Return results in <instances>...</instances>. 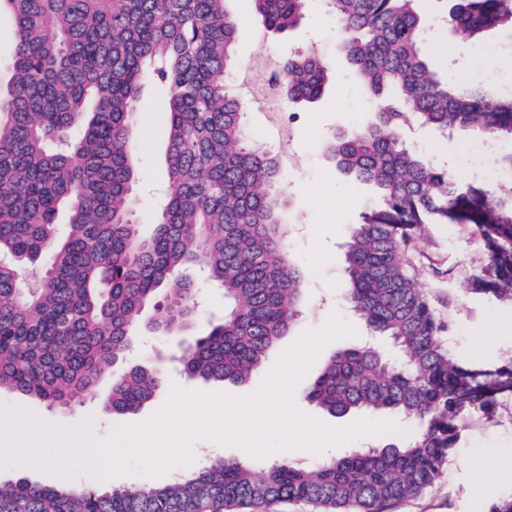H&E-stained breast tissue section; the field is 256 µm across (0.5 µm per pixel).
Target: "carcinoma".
<instances>
[{"instance_id": "cac0c4a2", "label": "carcinoma", "mask_w": 512, "mask_h": 512, "mask_svg": "<svg viewBox=\"0 0 512 512\" xmlns=\"http://www.w3.org/2000/svg\"><path fill=\"white\" fill-rule=\"evenodd\" d=\"M229 0H0L11 17V75L0 85V391L69 407L95 394L129 349L148 307L158 332L187 331L197 313L185 271L206 267L224 291V318L181 356L204 381L245 383L299 324L304 270L280 218V160L246 135L248 101L224 87L237 66ZM267 31L299 27L307 0H253ZM339 53L378 103L373 119L326 145L343 174L374 186L341 244L340 291L370 344L333 352L305 398L328 415L394 414L415 425L383 447L344 449L309 467L261 468L217 458L148 487L0 482V512H229L307 502L322 512H387L431 488L478 418L512 403V361L448 354L453 315L416 285L415 237L424 224H464L484 252L467 293L512 305V201L473 178L459 184L409 142L413 126L471 133L508 149L512 94L478 80L451 84L422 54L416 0H327ZM448 37L512 26V0H449ZM153 78L168 88L165 176L170 193L150 236L133 218L137 167L133 104ZM329 66L311 54L274 61L269 81L296 104L318 100ZM66 212V232L58 216ZM39 267L32 287L27 265ZM135 366L105 403L135 414L162 390Z\"/></svg>"}]
</instances>
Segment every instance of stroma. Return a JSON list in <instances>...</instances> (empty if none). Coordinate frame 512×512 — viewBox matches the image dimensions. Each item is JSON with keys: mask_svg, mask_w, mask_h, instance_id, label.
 Instances as JSON below:
<instances>
[{"mask_svg": "<svg viewBox=\"0 0 512 512\" xmlns=\"http://www.w3.org/2000/svg\"><path fill=\"white\" fill-rule=\"evenodd\" d=\"M419 7L430 20L423 51L436 69L453 78L466 73L480 75L492 94L512 93V28L499 27L478 38L463 33L451 38L437 24L445 14L442 0H420ZM229 8L239 25L234 48L238 67L225 75L226 85L238 86L245 75L266 70L278 56L299 51L315 52L331 69L330 85L316 102L303 106L285 102L277 113L256 102L246 120L251 140L270 149H281L287 156L281 168V188L292 199L299 228L291 239V247L309 285L299 331L320 328L333 314L357 331L356 336L335 340L323 348L319 362L313 363L307 372L308 378H312L319 372L321 360L339 348L360 344L367 336L365 325L338 299L332 284L343 265L341 241L351 226L359 222L361 212L375 203L377 197L369 186L341 176L327 158L324 144L335 133L369 122L375 104L366 99L351 66L336 50V20L329 13L326 0H308L301 27L281 35L266 32L256 22L252 0H231ZM166 97L164 85L148 83L132 115L139 169L133 207L139 230L145 236L153 230L165 190L163 131L167 116L163 103ZM416 248L419 285L454 298L455 327L447 339L450 353L470 357L473 336L485 332L489 340L481 351L482 357L489 362L512 359V309L465 292L469 277L483 261L479 237L465 225L426 224L417 233ZM188 275L197 289L195 332L201 335L222 317L224 296L221 289L205 280L200 268L189 269ZM174 343V337L141 329L113 372L119 375L135 365H150L159 368L165 386L234 396L249 394L262 382L257 376L245 384L207 383L188 377L178 368L159 364L157 353L171 350ZM162 403V398H155L139 413L128 416L112 413L98 396L61 408L7 391L0 393V406L27 409L48 423L72 427L91 420L92 429L99 437L106 436L114 425L146 419ZM510 496L512 405L502 410L496 420H482L470 427L436 484L418 498L393 505L388 512H488L494 502Z\"/></svg>", "mask_w": 512, "mask_h": 512, "instance_id": "35a3bbf8", "label": "stroma"}]
</instances>
